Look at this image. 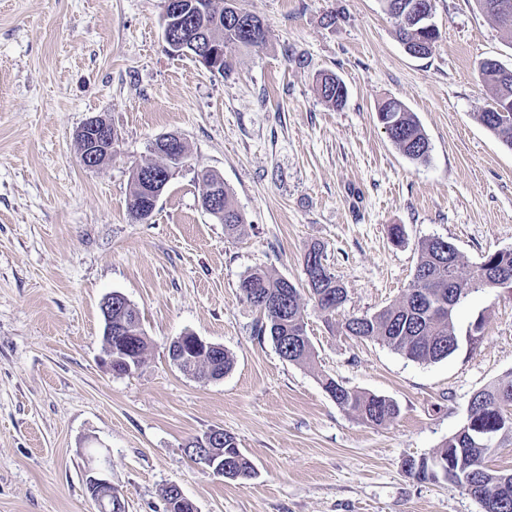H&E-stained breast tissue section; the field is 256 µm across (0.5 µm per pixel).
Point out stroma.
<instances>
[{"instance_id": "stroma-1", "label": "stroma", "mask_w": 512, "mask_h": 512, "mask_svg": "<svg viewBox=\"0 0 512 512\" xmlns=\"http://www.w3.org/2000/svg\"><path fill=\"white\" fill-rule=\"evenodd\" d=\"M164 5L0 0V512H95L92 449L126 512H165L173 484L197 512H481L404 462L436 452L473 394L512 374V292L470 293L455 311L459 347L438 362L341 324L405 293L424 240L451 242L468 267L512 249V150L477 119L494 103L478 63L512 66V36L476 0H434L439 38L418 58L382 0H235L268 39L229 49L219 76L166 50ZM328 71L347 88L343 108L317 90ZM388 96L415 115L427 161L404 156L378 122ZM93 116L118 142L89 170L76 132ZM167 133L186 157L152 216L133 220L132 173ZM203 171L232 196L240 237L202 207ZM316 243L347 300L330 316L306 299L314 362L301 366L257 338L260 313L238 284L260 268L305 287ZM115 292L148 338L131 375L102 363L101 304ZM186 333L232 356L223 379L173 364L169 345ZM326 377L394 400L398 417L364 423L324 391ZM217 428L252 461L248 480L186 453Z\"/></svg>"}]
</instances>
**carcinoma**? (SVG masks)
Here are the masks:
<instances>
[{"label":"carcinoma","instance_id":"carcinoma-1","mask_svg":"<svg viewBox=\"0 0 512 512\" xmlns=\"http://www.w3.org/2000/svg\"><path fill=\"white\" fill-rule=\"evenodd\" d=\"M181 2V19L176 25L181 33L191 35L203 31L226 50L240 45H258L267 38L265 31L258 39L250 36L246 30V21H256L258 17L237 11L230 0H223L220 7L215 4V0ZM477 3L482 11L500 23V27L512 34V22L505 24L498 15V6L506 3L512 9V0H477ZM479 77L492 92L494 99L504 96L512 98V75L498 70H482ZM340 84L342 80L334 73H326L319 80L320 95L336 108L346 100V95L340 93ZM377 114L392 142L406 157L414 161L427 159L428 139L403 102L387 98L378 105ZM478 119L504 146L512 150V114L482 112ZM202 182L206 186L203 198L220 196L224 231L231 236L241 234L242 218L224 182L211 173L202 174ZM146 202L145 192L136 182H131L128 198L130 216H135L136 211L145 206ZM463 266L460 253L453 244L439 237L424 241L412 283L400 300L372 315L346 319L343 323L345 334L377 339L414 361L436 362L447 358L458 349L459 343L454 310L448 308V303L453 301L458 304L473 290L493 287L501 275L512 277V250H496L485 254L465 274L462 273ZM238 288L243 299L249 303L254 295L284 301L296 297V303L288 305L281 313L263 312L264 322L258 326L257 334L268 335L279 355L288 362L310 363L312 348L305 347L303 340L297 343L291 340L293 336L307 335L304 303L298 288L292 283L286 284L284 278L275 277L264 270L244 275ZM308 289L319 309L329 315L341 308L347 299L345 288L325 266L308 282ZM231 367L232 359L223 349H213L203 356L198 354L178 364L179 370L187 376L215 381L224 377ZM322 385L337 405L368 424L382 426L399 415L397 403L384 396L353 391L331 377L324 378ZM487 390V403L473 409V424L507 431L508 435L501 444L504 448L512 444V418L508 417L507 410V406L512 405V376L487 386ZM216 446L224 450V457L232 458L236 478H251L254 473L253 464L238 447L234 436L224 434V442L217 445L207 432L187 444L191 450ZM450 450L453 451L454 460L448 469L446 482L462 488L475 483L477 492L490 505L488 512H512V494L501 496L497 492L504 481L512 486V471L489 468L485 460L494 450L470 442L462 429L449 437L436 453L413 459L407 474L419 482H433L441 478L442 472L437 462H448ZM177 491L175 485L165 490L166 512H194L192 502L179 498Z\"/></svg>","mask_w":512,"mask_h":512}]
</instances>
